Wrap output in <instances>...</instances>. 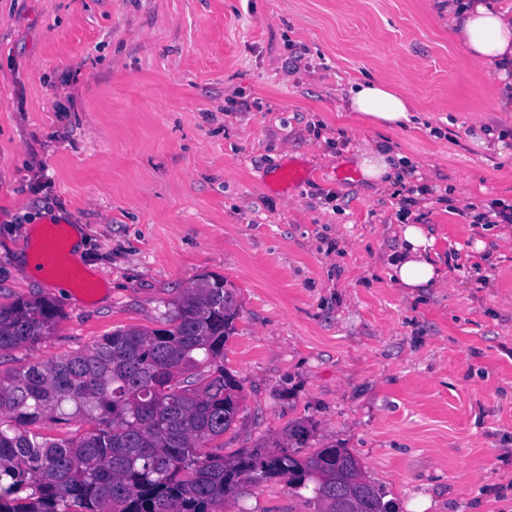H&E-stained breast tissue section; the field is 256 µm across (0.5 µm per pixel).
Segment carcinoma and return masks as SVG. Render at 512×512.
I'll return each mask as SVG.
<instances>
[{"mask_svg": "<svg viewBox=\"0 0 512 512\" xmlns=\"http://www.w3.org/2000/svg\"><path fill=\"white\" fill-rule=\"evenodd\" d=\"M237 315L224 278L205 276L162 328L117 329L0 378V512H224L227 497L270 479L336 512V485L363 478L345 448L203 451L240 410L241 383L224 370ZM57 318L45 299L1 305L0 351L35 345ZM71 418L91 428L61 442L31 430Z\"/></svg>", "mask_w": 512, "mask_h": 512, "instance_id": "cac0c4a2", "label": "carcinoma"}]
</instances>
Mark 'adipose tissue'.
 <instances>
[{
	"mask_svg": "<svg viewBox=\"0 0 512 512\" xmlns=\"http://www.w3.org/2000/svg\"><path fill=\"white\" fill-rule=\"evenodd\" d=\"M448 30L470 62L501 80L502 107L512 106V0H448ZM347 111L357 112L373 124L388 128L411 123L410 97L376 78L349 82L338 88ZM355 163L369 186L380 189L405 184L403 156L385 145L357 147ZM400 245L390 267L401 288H435L450 278L446 265L436 262L426 228L403 223L398 227Z\"/></svg>",
	"mask_w": 512,
	"mask_h": 512,
	"instance_id": "obj_1",
	"label": "adipose tissue"
}]
</instances>
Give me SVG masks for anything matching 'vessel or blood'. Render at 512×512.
Wrapping results in <instances>:
<instances>
[{"instance_id": "vessel-or-blood-1", "label": "vessel or blood", "mask_w": 512, "mask_h": 512, "mask_svg": "<svg viewBox=\"0 0 512 512\" xmlns=\"http://www.w3.org/2000/svg\"><path fill=\"white\" fill-rule=\"evenodd\" d=\"M33 273L49 278H58L77 283L82 291L95 288L93 281L82 278L75 267H62L61 257L70 251V231L65 224L42 226L37 237L30 243Z\"/></svg>"}]
</instances>
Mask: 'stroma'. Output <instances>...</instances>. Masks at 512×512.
<instances>
[{
    "label": "stroma",
    "instance_id": "35a3bbf8",
    "mask_svg": "<svg viewBox=\"0 0 512 512\" xmlns=\"http://www.w3.org/2000/svg\"><path fill=\"white\" fill-rule=\"evenodd\" d=\"M378 77L424 124L380 128L336 90ZM497 75L448 35L447 0H0V305L47 299L49 336L0 374L162 327L206 274L238 305L224 367L245 399L223 453L349 450L400 512H512V120ZM392 144L426 188H369L346 156ZM304 172L291 186L280 168ZM452 261L397 287L402 216ZM80 231L94 293L20 263L42 225ZM305 427L303 443L291 432ZM280 480L224 512H313Z\"/></svg>",
    "mask_w": 512,
    "mask_h": 512
}]
</instances>
